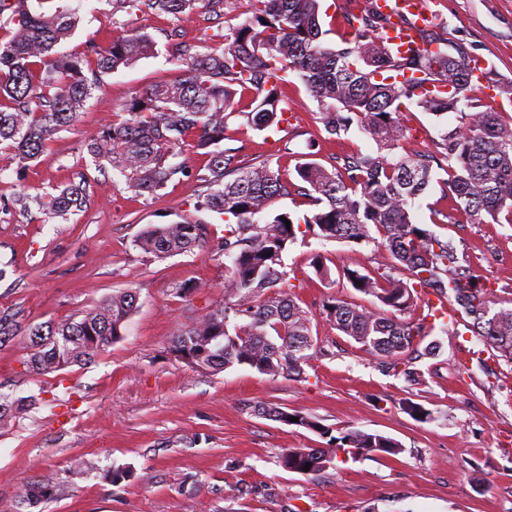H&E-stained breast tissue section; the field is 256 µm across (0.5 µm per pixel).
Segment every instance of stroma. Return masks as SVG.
I'll use <instances>...</instances> for the list:
<instances>
[{"mask_svg": "<svg viewBox=\"0 0 512 512\" xmlns=\"http://www.w3.org/2000/svg\"><path fill=\"white\" fill-rule=\"evenodd\" d=\"M431 30L465 43L500 81H512V0H429ZM80 22L61 49L82 54L120 34L145 33L156 56L104 75L73 126L49 143L41 163L19 168L0 150V317L13 335L0 338V393L25 399L0 426V512H11L23 486H57L42 512H512V365L493 356L463 325L434 330L438 355L413 367L417 383L382 371L377 360L340 333L322 306L335 296L378 309L379 301L342 279L328 282L311 266L322 254L331 271L376 270L385 249L342 240L298 236L285 264L298 303L312 316L317 352L303 378H272L245 368L197 371L169 352L175 334L224 302V258L212 242L223 237L220 215L196 211L199 178L208 159L193 147L177 157L186 176L159 200L138 197L110 165L96 166L85 146L135 90L168 78L183 64L176 43L195 50L217 46L230 20L198 0L190 16L149 10L113 14L109 0H80ZM291 117L281 129L258 131L233 118L226 134L244 160L269 159L285 177L296 165H323L377 145L358 130L329 135L319 103L296 78L283 87ZM456 116L439 120L415 109L404 118L401 152L431 151ZM314 151H307V139ZM87 179L89 202L69 219L45 220L33 198L52 186ZM415 215L433 234L454 244L461 265L487 278L494 301H512V224L467 223L432 186ZM197 218L210 244L168 258L134 244L150 224ZM122 289L139 293L122 337L94 361L46 376L29 372L28 332L61 322ZM413 400L425 421L404 413ZM275 404L312 417L332 435L350 429L389 436L403 451L337 457L317 475L282 468L289 448H323L329 436L251 412ZM128 468L114 484L106 471ZM487 474L476 487L471 477Z\"/></svg>", "mask_w": 512, "mask_h": 512, "instance_id": "obj_1", "label": "stroma"}]
</instances>
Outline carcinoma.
I'll list each match as a JSON object with an SVG mask.
<instances>
[{
  "label": "carcinoma",
  "instance_id": "1",
  "mask_svg": "<svg viewBox=\"0 0 512 512\" xmlns=\"http://www.w3.org/2000/svg\"><path fill=\"white\" fill-rule=\"evenodd\" d=\"M16 0H0V18L9 13L8 39L0 38V145L14 151L20 167L41 162L46 144L76 122L101 78L155 54L147 34L121 35L105 48L96 45L79 56L60 53L79 23L78 8L68 0H36L19 10ZM198 0H111L112 14L147 7L158 13L189 15ZM211 9L239 23L224 34L221 51L194 52L176 44L185 57L181 73L131 95L125 118L112 120L86 145L94 162H107L139 196H161L175 176L174 162L188 138L209 157L205 191L196 208L235 219L225 224L216 253L229 260L224 270V305L208 312L172 340L170 353L199 371L220 372L247 366L258 373L296 380L305 373L315 344L312 319L286 288L283 256L300 227L325 239L378 244L389 256L373 273L345 269L351 288L378 299L383 309L333 298L323 305L336 329L379 360L389 371L415 379L408 363L419 338L435 324L405 315L419 290L449 302L464 326L484 345L512 363V306H496L480 275L460 264L455 247L415 219V200L432 182L451 194L454 209L473 224L484 218L512 224V122L483 109L476 90L487 82L512 96V81L497 83L491 69L477 66L471 51L447 37L424 39L408 54L394 52L382 40L389 19L369 7L347 15L340 44L322 41L321 0H207ZM291 72L322 106L321 123L336 137L353 124L371 137L380 153L345 156L327 168L318 162L296 167L292 181L266 161L243 164L240 148L224 143L233 116L259 130L286 121L280 104L281 72ZM255 107L241 109L242 93ZM415 106L436 117L461 114L445 129L431 152L395 155L405 128L401 117ZM446 177H437L438 172ZM294 193L310 199L313 209L296 218L273 211L279 199ZM49 218L65 219L87 205L86 188L69 184L34 199ZM290 225H285V221ZM208 243L204 224L189 218L149 224L136 246L157 258L182 254ZM133 290L119 291L80 319L48 323L30 332L28 368L36 375L86 364L123 336L137 308ZM411 418L430 412L411 400L400 404ZM253 414L290 423L292 414L277 405L256 404ZM330 448H290L281 465L317 474L342 450L353 455L402 452L392 438L351 429L332 436ZM56 487L32 481L21 491L17 509L28 512L51 500Z\"/></svg>",
  "mask_w": 512,
  "mask_h": 512
}]
</instances>
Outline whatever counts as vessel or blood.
Here are the masks:
<instances>
[{"mask_svg":"<svg viewBox=\"0 0 512 512\" xmlns=\"http://www.w3.org/2000/svg\"><path fill=\"white\" fill-rule=\"evenodd\" d=\"M374 6L390 19L384 34L388 43L403 51L420 48L432 21L424 0H375Z\"/></svg>","mask_w":512,"mask_h":512,"instance_id":"1","label":"vessel or blood"}]
</instances>
